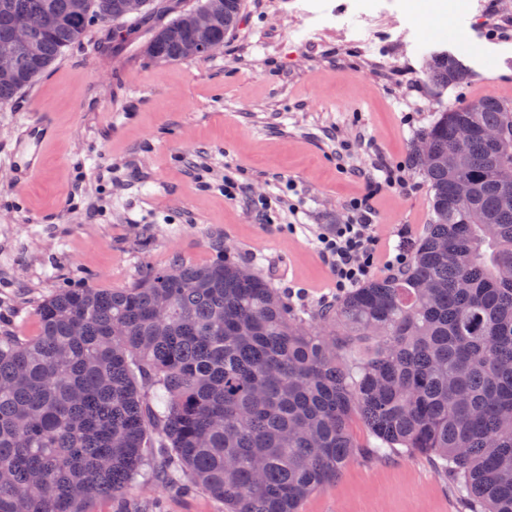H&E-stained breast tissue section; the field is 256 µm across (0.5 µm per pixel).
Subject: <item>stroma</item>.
<instances>
[{
  "mask_svg": "<svg viewBox=\"0 0 512 512\" xmlns=\"http://www.w3.org/2000/svg\"><path fill=\"white\" fill-rule=\"evenodd\" d=\"M199 0H152L138 32L89 27L14 104L0 109V335L31 336L40 303L59 287L126 288L144 265L173 257L203 263L222 240L273 287L313 309L333 300V276L317 236L344 222L362 192L358 174L377 159L400 164L412 185L382 190L373 219L380 248L408 249L430 220L429 190L412 162L416 133L441 106L495 96L512 100V0H475L480 19L439 13L430 23L387 13L368 58L336 33L302 45L312 20L289 0H243L239 28L211 57L158 62L143 52L155 26ZM425 51L398 53L397 42ZM458 56L467 83L442 91L424 81L429 52ZM38 111L55 136L24 187L10 176L20 125ZM271 198L258 222L249 197L224 196V179ZM296 214H289V205ZM224 512L204 494L163 479L140 486L128 512ZM428 460L370 454L305 501L301 512H460Z\"/></svg>",
  "mask_w": 512,
  "mask_h": 512,
  "instance_id": "35a3bbf8",
  "label": "stroma"
}]
</instances>
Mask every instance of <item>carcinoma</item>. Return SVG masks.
<instances>
[{
  "label": "carcinoma",
  "instance_id": "obj_1",
  "mask_svg": "<svg viewBox=\"0 0 512 512\" xmlns=\"http://www.w3.org/2000/svg\"><path fill=\"white\" fill-rule=\"evenodd\" d=\"M123 2L0 0V64L16 72L0 83V109L91 25L122 33ZM202 11L214 17L211 39L223 40L243 4L202 0L154 31L145 54L186 60ZM30 15L44 25L16 48L13 29ZM428 61L437 88L469 77L451 54ZM507 108L485 96L435 113L413 144L432 219L408 266L313 312L220 241L212 261L148 266L127 288L56 289L36 310V335L0 336V512L123 503L155 457L166 482L224 512H299L366 452L423 456L465 512H512ZM354 418L376 444L356 440Z\"/></svg>",
  "mask_w": 512,
  "mask_h": 512
}]
</instances>
